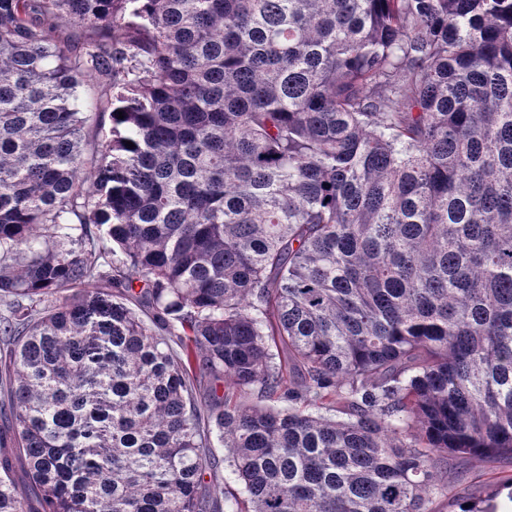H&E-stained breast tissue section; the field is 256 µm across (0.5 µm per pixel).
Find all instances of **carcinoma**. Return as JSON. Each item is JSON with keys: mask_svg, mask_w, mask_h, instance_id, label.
Masks as SVG:
<instances>
[{"mask_svg": "<svg viewBox=\"0 0 512 512\" xmlns=\"http://www.w3.org/2000/svg\"><path fill=\"white\" fill-rule=\"evenodd\" d=\"M0 306V512H434L512 462V0H0ZM510 469L512 464L507 461L470 457L452 465L450 477L455 481L458 479L455 492L471 501L476 498V503L486 508L490 501L504 491L494 494V478L500 475L498 472Z\"/></svg>", "mask_w": 512, "mask_h": 512, "instance_id": "cac0c4a2", "label": "carcinoma"}]
</instances>
